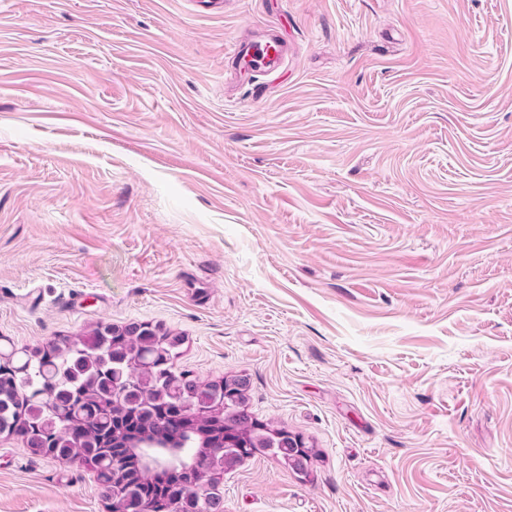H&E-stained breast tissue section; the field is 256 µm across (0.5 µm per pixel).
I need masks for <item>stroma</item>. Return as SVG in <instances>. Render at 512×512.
I'll use <instances>...</instances> for the list:
<instances>
[{
  "label": "stroma",
  "instance_id": "stroma-1",
  "mask_svg": "<svg viewBox=\"0 0 512 512\" xmlns=\"http://www.w3.org/2000/svg\"><path fill=\"white\" fill-rule=\"evenodd\" d=\"M134 323L310 450L224 512H512V0H0V345ZM110 510L0 434V512ZM286 44L277 36L264 41L236 39L226 48L225 56L234 64L245 63L255 74L275 71L285 55Z\"/></svg>",
  "mask_w": 512,
  "mask_h": 512
}]
</instances>
